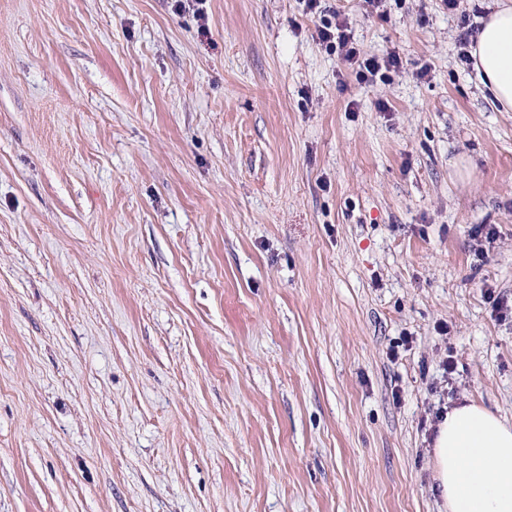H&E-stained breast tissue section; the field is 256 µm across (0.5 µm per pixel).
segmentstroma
I'll use <instances>...</instances> for the list:
<instances>
[{"instance_id": "1", "label": "stroma", "mask_w": 512, "mask_h": 512, "mask_svg": "<svg viewBox=\"0 0 512 512\" xmlns=\"http://www.w3.org/2000/svg\"><path fill=\"white\" fill-rule=\"evenodd\" d=\"M491 2L324 0L364 85L301 0H0V512H445L437 409L512 422ZM305 3L306 13L317 15L320 25L317 26V37L326 47L334 49L343 55L351 64L357 65V75L360 81L374 82L383 79L386 72L396 69L400 65L399 56L390 52L385 55H361L360 50L353 42V36L345 19L341 18L339 11L332 10L331 18H326L321 9L320 0H301ZM323 14V16H322Z\"/></svg>"}]
</instances>
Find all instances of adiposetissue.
Returning <instances> with one entry per match:
<instances>
[{
    "mask_svg": "<svg viewBox=\"0 0 512 512\" xmlns=\"http://www.w3.org/2000/svg\"><path fill=\"white\" fill-rule=\"evenodd\" d=\"M476 74L512 112V0H496L471 46ZM435 481L448 512H512V423L468 402L449 408L433 440Z\"/></svg>",
    "mask_w": 512,
    "mask_h": 512,
    "instance_id": "obj_1",
    "label": "adipose tissue"
}]
</instances>
